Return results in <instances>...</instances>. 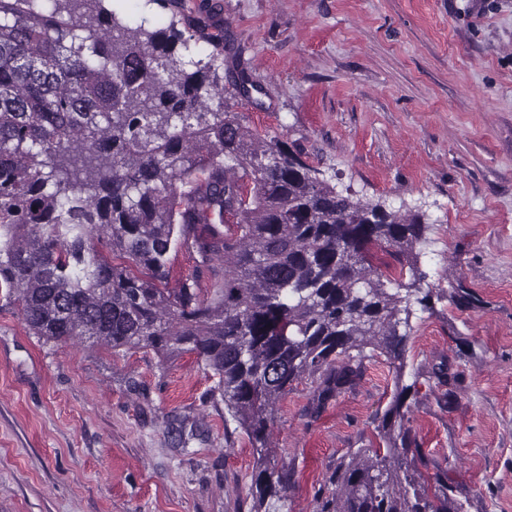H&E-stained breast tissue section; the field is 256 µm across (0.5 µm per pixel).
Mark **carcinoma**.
<instances>
[{
  "instance_id": "obj_1",
  "label": "carcinoma",
  "mask_w": 512,
  "mask_h": 512,
  "mask_svg": "<svg viewBox=\"0 0 512 512\" xmlns=\"http://www.w3.org/2000/svg\"><path fill=\"white\" fill-rule=\"evenodd\" d=\"M102 2L0 0V290L44 345L196 355L207 400L257 459L252 496L276 505L290 484L270 464L271 426L294 384L312 379L320 412L368 348L402 374L430 294L414 265L405 283L373 258L412 254L426 226L352 201L286 142L254 135L212 65L175 52L195 35L125 25ZM178 248L202 266L169 288ZM215 259L224 277L202 288ZM414 388L395 382L376 426L385 448L343 455L313 512H464L441 473L405 462Z\"/></svg>"
}]
</instances>
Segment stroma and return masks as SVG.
Listing matches in <instances>:
<instances>
[{
    "label": "stroma",
    "mask_w": 512,
    "mask_h": 512,
    "mask_svg": "<svg viewBox=\"0 0 512 512\" xmlns=\"http://www.w3.org/2000/svg\"><path fill=\"white\" fill-rule=\"evenodd\" d=\"M177 2L114 9L151 31L204 26L197 58L233 42L249 97L226 66L210 79L246 126L427 226L415 252L430 300L403 375L377 355L320 414L308 380L277 403L282 512H313L342 455L379 447L399 380L418 389L408 465L446 473L466 512H512V0ZM211 384L192 354L41 345L0 299V512H253L255 458L205 401Z\"/></svg>",
    "instance_id": "obj_1"
}]
</instances>
